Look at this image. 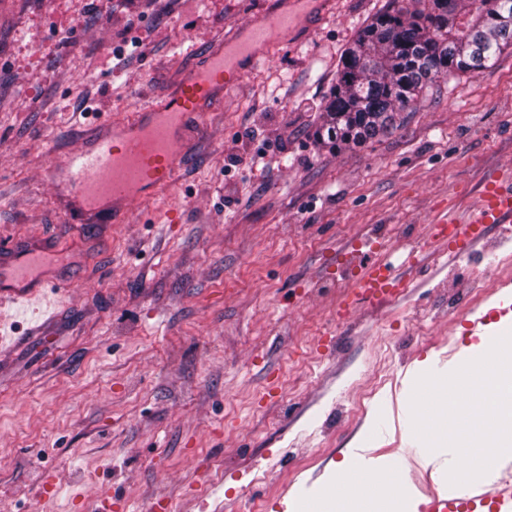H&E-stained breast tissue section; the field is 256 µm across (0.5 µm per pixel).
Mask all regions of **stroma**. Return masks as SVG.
<instances>
[{"mask_svg":"<svg viewBox=\"0 0 512 512\" xmlns=\"http://www.w3.org/2000/svg\"><path fill=\"white\" fill-rule=\"evenodd\" d=\"M384 3L329 0L192 128L173 186L92 224L69 215L54 162L274 0H0V241L54 250L68 283L0 303V512H90L107 491L112 512H287L357 501L347 475L369 467L419 508L447 491L454 455L415 436L410 399L512 325V223L471 251L472 273L427 252L394 302L337 305L351 242L404 271L449 202L473 206L512 168V50L438 79L373 142L321 146L339 59ZM266 140L280 152L255 160ZM493 308L505 316L472 330Z\"/></svg>","mask_w":512,"mask_h":512,"instance_id":"stroma-1","label":"stroma"}]
</instances>
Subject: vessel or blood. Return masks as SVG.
Returning <instances> with one entry per match:
<instances>
[{"instance_id": "obj_1", "label": "vessel or blood", "mask_w": 512, "mask_h": 512, "mask_svg": "<svg viewBox=\"0 0 512 512\" xmlns=\"http://www.w3.org/2000/svg\"><path fill=\"white\" fill-rule=\"evenodd\" d=\"M322 9L320 0H280L272 19L240 25L237 33L215 44L161 101L148 103L128 122L100 123L91 142L69 153L55 167L58 182L72 193L77 206L92 216L111 207L113 220L129 208L170 186L185 160V131L213 111L226 91L264 60L278 32L290 33ZM512 222V171L494 174L483 185L475 205L452 209L428 225L425 246L460 242L471 249L483 240L488 225ZM361 264L355 289L340 298L338 311L350 316L361 303L378 304L395 296L401 278L387 264L363 261L360 247L350 253ZM53 261L51 252L25 251L0 273V299L23 303L48 287L40 271ZM426 512H512V473L479 489L431 495Z\"/></svg>"}]
</instances>
